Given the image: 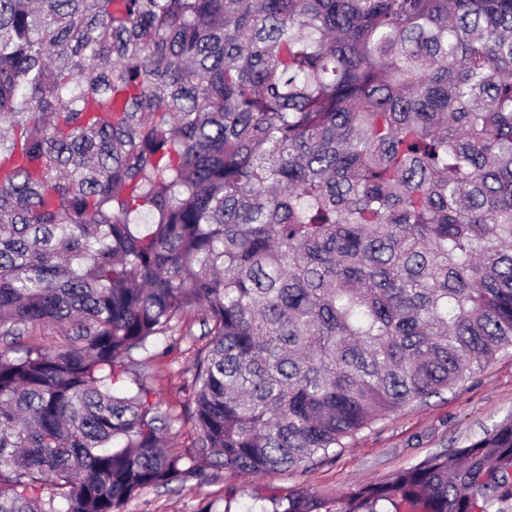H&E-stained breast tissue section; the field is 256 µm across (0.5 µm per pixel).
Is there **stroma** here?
<instances>
[{"instance_id": "1", "label": "stroma", "mask_w": 512, "mask_h": 512, "mask_svg": "<svg viewBox=\"0 0 512 512\" xmlns=\"http://www.w3.org/2000/svg\"><path fill=\"white\" fill-rule=\"evenodd\" d=\"M183 333L157 337L136 354L135 372L155 390L171 417L166 439L185 452L194 436L188 409L191 366L206 338L198 315L186 316ZM512 414V349L481 370L464 375L452 390L412 403L402 412L362 430L331 462L307 470L256 477L205 471L185 482L150 488L133 497L124 512H253L258 497L305 489L335 497L382 480L429 454L461 448Z\"/></svg>"}]
</instances>
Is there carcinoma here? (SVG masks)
<instances>
[{
  "label": "carcinoma",
  "instance_id": "carcinoma-1",
  "mask_svg": "<svg viewBox=\"0 0 512 512\" xmlns=\"http://www.w3.org/2000/svg\"><path fill=\"white\" fill-rule=\"evenodd\" d=\"M0 512L263 475L512 349V0H0ZM150 228L135 227L142 215ZM202 316L194 451L133 355ZM258 512H508L512 414ZM67 343L66 338L55 328L45 326L29 327L16 339V347L41 346L47 349H61Z\"/></svg>",
  "mask_w": 512,
  "mask_h": 512
}]
</instances>
